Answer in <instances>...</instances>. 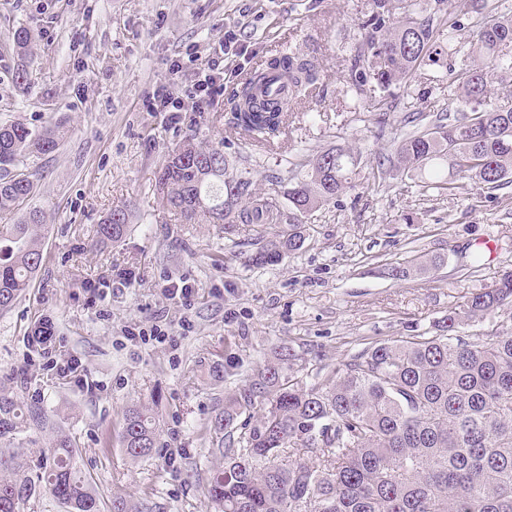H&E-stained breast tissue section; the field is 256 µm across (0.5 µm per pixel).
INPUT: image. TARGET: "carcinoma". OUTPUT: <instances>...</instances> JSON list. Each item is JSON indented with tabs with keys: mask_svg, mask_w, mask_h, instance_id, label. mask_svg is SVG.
<instances>
[{
	"mask_svg": "<svg viewBox=\"0 0 512 512\" xmlns=\"http://www.w3.org/2000/svg\"><path fill=\"white\" fill-rule=\"evenodd\" d=\"M481 63L448 77V106L411 112L389 159L390 167L419 179L420 191L488 193L512 182V90L492 101L491 76L512 75V16L497 0H472ZM455 0H373L359 26L346 83L359 94L374 87L371 109L388 105L391 88L405 84L436 43V22L448 19V46L457 21ZM18 54L30 52L25 27L13 33ZM292 88L288 106L263 98L266 71ZM317 59L283 48L247 75L226 100V131L268 151L279 148L286 113L316 89ZM64 132L0 125V213H10L35 191L28 156L53 153ZM361 152L332 147L284 159L271 187H255L252 169L231 163L223 145L202 147L187 136L167 154L155 190L182 224H241L288 229L255 252L259 265L300 248L304 218L338 200L358 175ZM45 215L32 210L19 224H0V312L33 287L44 260ZM125 210L98 225V241L120 242ZM424 270L412 259L388 275L405 280ZM491 319L484 336L465 328ZM254 421L238 424L242 414ZM51 429L36 458L19 451L20 436ZM210 453L224 459L206 484L217 512H512V269L448 310L433 329L375 342L328 372L312 371L289 347L256 369L246 384L224 392L211 419ZM121 446L133 462L153 457L158 430L152 409L129 406ZM293 448L302 458L290 462ZM45 488L66 512H101L77 451L76 437L50 421L47 409L19 400L0 383V512H25ZM147 501L112 492L109 512H154Z\"/></svg>",
	"mask_w": 512,
	"mask_h": 512,
	"instance_id": "obj_1",
	"label": "carcinoma"
}]
</instances>
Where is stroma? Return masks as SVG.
<instances>
[{"label":"stroma","mask_w":512,"mask_h":512,"mask_svg":"<svg viewBox=\"0 0 512 512\" xmlns=\"http://www.w3.org/2000/svg\"><path fill=\"white\" fill-rule=\"evenodd\" d=\"M457 2L456 33L439 27L435 51L381 115L369 95L345 85L372 0H0V122L66 131L56 152L28 161L35 195L0 217L16 224L35 208L49 226L33 288L0 313V377L19 380L21 398L64 418L101 503L121 489L162 512H214L205 486L221 461L209 451L211 418L225 390L244 385L273 348L341 367L366 342L428 328L512 268V183L455 197L419 194L416 178L389 170L381 191L365 180L392 154L405 113L447 105L448 70L464 61L448 46L474 38L470 0ZM19 27L33 37L25 58L12 46ZM230 28L244 50L224 58L225 89L280 46L314 54L320 83L304 112L290 116L282 145L352 146L365 172L308 215L298 250L264 267L251 257L275 231L242 225L227 238L211 224L178 223L154 189L168 150L190 134L223 142L227 156H250L259 187L280 171L278 154L226 139L223 102L176 121L144 106L158 89L180 93L172 62L191 49L209 53ZM21 67L25 91L13 82ZM116 207L128 214L127 236L96 243L97 224ZM436 255L444 265L404 281L384 272ZM182 281L196 289L188 311L164 296ZM45 317L56 338L38 350L27 331ZM157 329L173 345L152 340ZM67 358L79 361L93 391L50 368ZM136 402L152 406L163 446L139 463L125 458L119 439Z\"/></svg>","instance_id":"obj_1"}]
</instances>
